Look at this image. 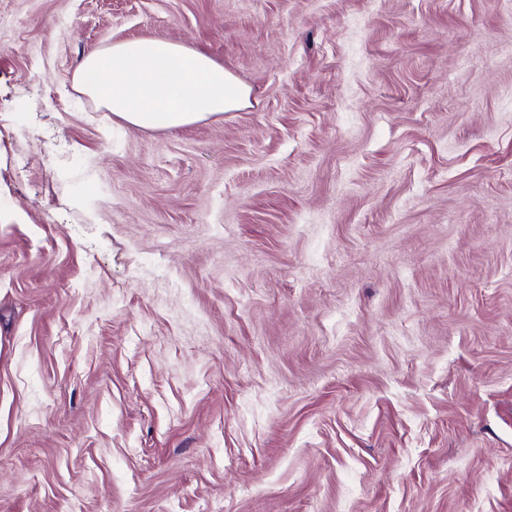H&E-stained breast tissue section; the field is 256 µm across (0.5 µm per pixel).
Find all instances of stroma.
Instances as JSON below:
<instances>
[{"label":"stroma","instance_id":"stroma-1","mask_svg":"<svg viewBox=\"0 0 512 512\" xmlns=\"http://www.w3.org/2000/svg\"><path fill=\"white\" fill-rule=\"evenodd\" d=\"M0 512H512V0H0ZM75 84L128 124L152 130L231 112L250 95L223 65L163 37L94 50L84 59Z\"/></svg>","mask_w":512,"mask_h":512}]
</instances>
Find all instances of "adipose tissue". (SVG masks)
<instances>
[{"mask_svg": "<svg viewBox=\"0 0 512 512\" xmlns=\"http://www.w3.org/2000/svg\"><path fill=\"white\" fill-rule=\"evenodd\" d=\"M75 83L123 121L152 130L236 110L250 95L223 65L163 37L94 50Z\"/></svg>", "mask_w": 512, "mask_h": 512, "instance_id": "obj_1", "label": "adipose tissue"}]
</instances>
